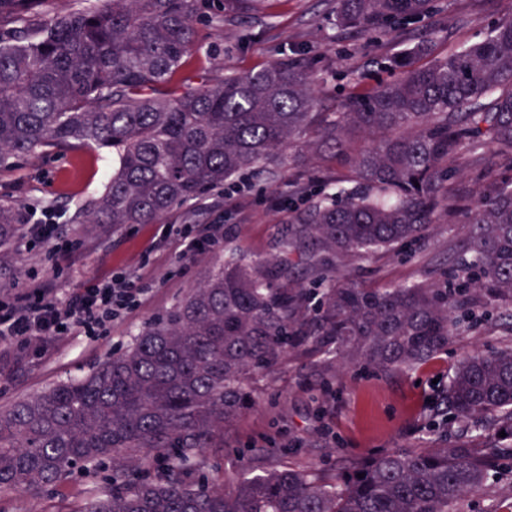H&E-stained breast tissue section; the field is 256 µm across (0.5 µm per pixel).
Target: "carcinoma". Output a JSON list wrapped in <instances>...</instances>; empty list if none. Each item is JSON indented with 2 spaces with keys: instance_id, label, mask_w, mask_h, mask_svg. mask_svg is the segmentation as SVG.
Masks as SVG:
<instances>
[{
  "instance_id": "carcinoma-1",
  "label": "carcinoma",
  "mask_w": 512,
  "mask_h": 512,
  "mask_svg": "<svg viewBox=\"0 0 512 512\" xmlns=\"http://www.w3.org/2000/svg\"><path fill=\"white\" fill-rule=\"evenodd\" d=\"M0 0V165L41 148L112 149V174L82 224H152L174 205L251 170L336 164L288 218L277 262L230 254L124 352L0 409V500L46 499L68 477L94 482L52 512H454L512 458V349L475 353L448 380L449 418L487 443L350 459L333 475L274 468L206 479V452L254 404L250 380L290 351L329 348L355 367L414 369L440 354L485 305L512 310V179L472 206L450 195V163L495 146L512 163V15L482 41L426 66L421 36L391 59L396 78L320 112L324 76L301 58L182 86L206 0ZM265 0H222L220 21L257 19ZM434 0H336L343 30L392 36ZM459 212L472 225L463 298L437 281L360 288L332 274L288 287V257L398 255ZM0 205V251L20 233ZM505 432L506 437L499 436Z\"/></svg>"
}]
</instances>
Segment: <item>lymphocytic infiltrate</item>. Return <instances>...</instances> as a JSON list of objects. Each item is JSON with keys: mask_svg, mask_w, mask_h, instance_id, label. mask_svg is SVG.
<instances>
[{"mask_svg": "<svg viewBox=\"0 0 512 512\" xmlns=\"http://www.w3.org/2000/svg\"><path fill=\"white\" fill-rule=\"evenodd\" d=\"M145 295L132 278L119 275L63 296L43 283L21 297L0 301V343L23 349L35 342L45 351L78 332L90 338L104 336L113 320L138 306Z\"/></svg>", "mask_w": 512, "mask_h": 512, "instance_id": "f902f5d3", "label": "lymphocytic infiltrate"}]
</instances>
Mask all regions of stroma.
I'll return each instance as SVG.
<instances>
[{"instance_id":"obj_1","label":"stroma","mask_w":512,"mask_h":512,"mask_svg":"<svg viewBox=\"0 0 512 512\" xmlns=\"http://www.w3.org/2000/svg\"><path fill=\"white\" fill-rule=\"evenodd\" d=\"M442 3L433 16L382 39L337 29L334 0H266L264 17L226 24L202 14L195 23L197 51L184 74L195 84L227 65L243 74L287 56L307 57L318 68L332 62L336 72L319 87L318 96L322 111L333 112L355 88L390 79L388 58L405 48L416 30L429 34L432 55L439 58L482 40L495 21L512 13V0ZM325 166L315 155L304 170L248 171L238 178L237 191L219 188L173 208L158 223L115 230L74 220L111 175V149H41L0 167V204L15 207L21 216L50 212L59 242L69 246L58 253L41 242L14 246L0 259L1 298L17 297L41 281L69 293L116 273L139 279L148 290L144 303L115 320L108 336H71L42 357L0 343V409L83 376L125 351L147 323L174 307L228 254L256 261L279 257L292 210L287 187L307 186L306 170ZM172 224L193 230L223 225L224 242L196 260L184 259L178 240L166 233ZM469 232V225L443 219L429 241L413 247L408 256H338L333 265L353 274L364 288L409 286L467 261ZM508 347L512 312L498 309L476 328L455 336L447 353L412 371L343 370L332 352L313 358L289 353L280 369L252 380L256 405L227 430L217 458L219 473L260 474L283 465L331 471L351 456L429 447L436 436L427 423L456 364L474 353ZM456 509L512 512V463L491 471L483 490L461 500Z\"/></svg>"}]
</instances>
